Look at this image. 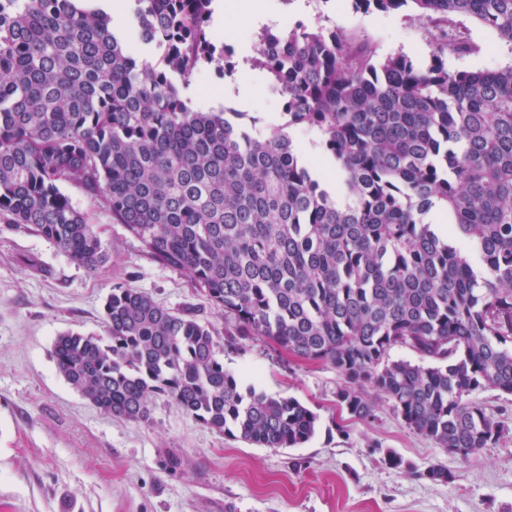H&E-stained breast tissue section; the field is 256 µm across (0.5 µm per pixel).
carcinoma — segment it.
I'll use <instances>...</instances> for the list:
<instances>
[{
  "mask_svg": "<svg viewBox=\"0 0 512 512\" xmlns=\"http://www.w3.org/2000/svg\"><path fill=\"white\" fill-rule=\"evenodd\" d=\"M133 2L156 66L98 0H0V223L93 272L107 252L62 190L76 186L188 275L232 335L336 367L351 418L373 416L367 386L438 448L494 447L505 424L472 395H512V65L380 60L367 40L298 21L254 45L251 65L284 97L285 122L263 134L184 94L205 64L234 72L209 27L212 0ZM353 2L414 6L454 54L474 50L459 16L512 46V0ZM296 128L315 134L336 179L309 167ZM434 209L447 228L426 221ZM103 322V336L53 345L59 373L103 413L143 422L165 396L259 448L314 436L298 399L224 368L198 315L116 284ZM395 348L422 363L390 359Z\"/></svg>",
  "mask_w": 512,
  "mask_h": 512,
  "instance_id": "cac0c4a2",
  "label": "carcinoma"
}]
</instances>
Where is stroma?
Here are the masks:
<instances>
[{
	"mask_svg": "<svg viewBox=\"0 0 512 512\" xmlns=\"http://www.w3.org/2000/svg\"><path fill=\"white\" fill-rule=\"evenodd\" d=\"M284 24L303 21L371 40L380 56L418 63L434 51L435 28L412 8L384 14L354 10L351 0H270ZM457 27L477 47L448 55L449 70L512 65V46L471 18ZM249 102L224 91L225 78L206 66L188 96L208 109L247 113L258 129L283 123V99L252 71ZM93 224L109 260L87 272L51 242L0 225V512H512V395L481 391L488 413L506 432L470 457L449 453L411 430L389 402L376 399L372 418L351 419L336 403L343 379L328 363L293 358L260 339L224 346L226 369L271 395L293 396L318 417L298 448H258L211 430L163 396L148 421L111 417L59 374L55 339L68 331L104 335L103 304L112 286L127 285L166 308L195 310L226 336L224 318L190 279L150 258L102 206L66 187ZM182 460L161 465L166 451ZM405 465L391 469L386 452ZM448 483L424 478L430 466Z\"/></svg>",
	"mask_w": 512,
	"mask_h": 512,
	"instance_id": "obj_1",
	"label": "stroma"
}]
</instances>
